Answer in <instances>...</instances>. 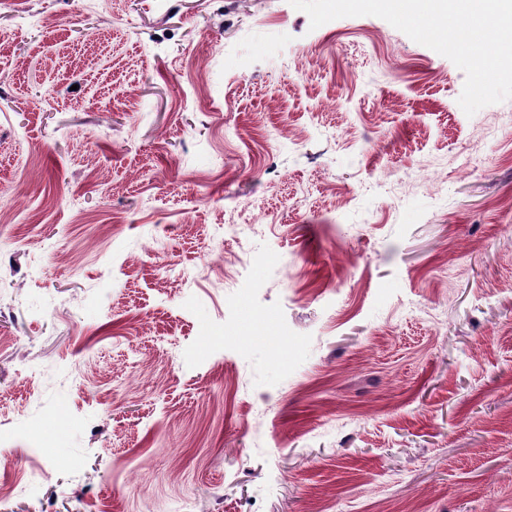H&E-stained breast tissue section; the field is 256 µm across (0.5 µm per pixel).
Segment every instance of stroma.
I'll list each match as a JSON object with an SVG mask.
<instances>
[{
	"label": "stroma",
	"mask_w": 512,
	"mask_h": 512,
	"mask_svg": "<svg viewBox=\"0 0 512 512\" xmlns=\"http://www.w3.org/2000/svg\"><path fill=\"white\" fill-rule=\"evenodd\" d=\"M464 82L288 0H0V512H512V100Z\"/></svg>",
	"instance_id": "1"
}]
</instances>
